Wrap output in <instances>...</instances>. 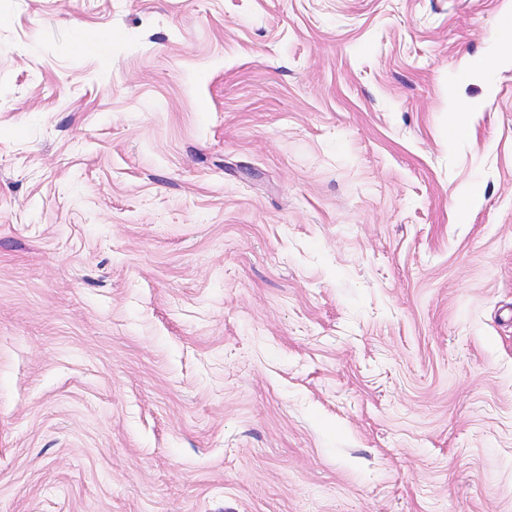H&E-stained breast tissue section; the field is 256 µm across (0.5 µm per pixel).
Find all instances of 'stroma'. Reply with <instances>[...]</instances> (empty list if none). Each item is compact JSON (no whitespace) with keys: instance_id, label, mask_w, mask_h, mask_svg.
<instances>
[{"instance_id":"35a3bbf8","label":"stroma","mask_w":512,"mask_h":512,"mask_svg":"<svg viewBox=\"0 0 512 512\" xmlns=\"http://www.w3.org/2000/svg\"><path fill=\"white\" fill-rule=\"evenodd\" d=\"M0 512H512V0H0Z\"/></svg>"}]
</instances>
